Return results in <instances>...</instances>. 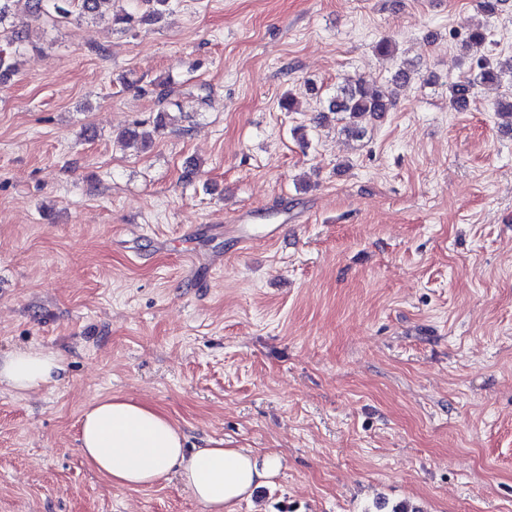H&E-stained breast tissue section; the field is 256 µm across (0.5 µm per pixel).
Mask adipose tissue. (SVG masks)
I'll use <instances>...</instances> for the list:
<instances>
[{
  "instance_id": "adipose-tissue-1",
  "label": "adipose tissue",
  "mask_w": 512,
  "mask_h": 512,
  "mask_svg": "<svg viewBox=\"0 0 512 512\" xmlns=\"http://www.w3.org/2000/svg\"><path fill=\"white\" fill-rule=\"evenodd\" d=\"M63 365L49 350L19 348L0 356V387L24 396L58 382ZM79 443L86 463L112 485L146 488L173 472L208 512L234 505L275 475V454L256 456L223 441L187 451V435L164 411L120 396L91 402L79 417Z\"/></svg>"
}]
</instances>
